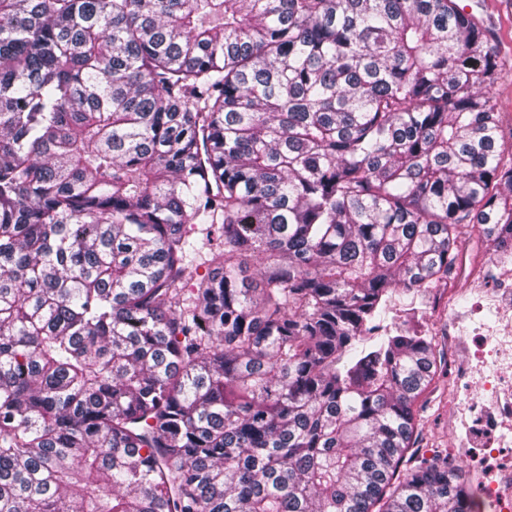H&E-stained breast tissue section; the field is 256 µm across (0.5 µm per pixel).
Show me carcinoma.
<instances>
[{
    "mask_svg": "<svg viewBox=\"0 0 512 512\" xmlns=\"http://www.w3.org/2000/svg\"><path fill=\"white\" fill-rule=\"evenodd\" d=\"M462 10L0 0V512H483L408 454L434 339L364 346L512 247ZM469 244L476 245L482 253L478 258L486 264L492 263L493 265L496 263H512V256H503L498 252V250L491 246H480L477 245L475 239L468 234H462L457 242V250L458 254L464 250Z\"/></svg>",
    "mask_w": 512,
    "mask_h": 512,
    "instance_id": "cac0c4a2",
    "label": "carcinoma"
}]
</instances>
